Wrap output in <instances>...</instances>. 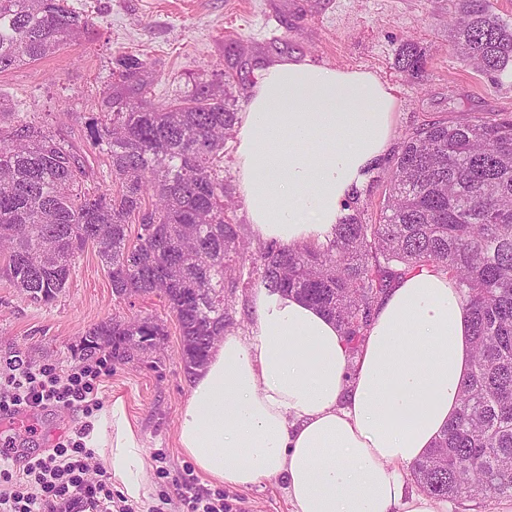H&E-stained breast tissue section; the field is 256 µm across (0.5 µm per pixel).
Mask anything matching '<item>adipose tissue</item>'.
Here are the masks:
<instances>
[{"label":"adipose tissue","mask_w":512,"mask_h":512,"mask_svg":"<svg viewBox=\"0 0 512 512\" xmlns=\"http://www.w3.org/2000/svg\"><path fill=\"white\" fill-rule=\"evenodd\" d=\"M238 117V190L256 241L317 244L392 147L398 102L375 73L295 57L265 63ZM252 334L229 332L191 378L177 429L196 470L247 489L283 480L292 512H448L407 490L456 414L471 363L459 290L423 269L377 307L358 355L336 321L255 289ZM120 493L148 512L147 452L123 398L87 439Z\"/></svg>","instance_id":"1"}]
</instances>
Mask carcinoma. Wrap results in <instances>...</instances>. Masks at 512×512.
<instances>
[{
	"label": "carcinoma",
	"instance_id": "1",
	"mask_svg": "<svg viewBox=\"0 0 512 512\" xmlns=\"http://www.w3.org/2000/svg\"><path fill=\"white\" fill-rule=\"evenodd\" d=\"M68 0H0V73L33 64L90 33ZM459 59L488 77L512 67V21L489 0H448ZM426 56L408 41L395 66L411 76ZM86 153L0 102V276L35 304L68 287L77 256L97 252L118 300L157 296L176 319L182 361L201 368L232 324L228 295L245 263L258 284L290 292L336 320L351 354L403 275L428 269L455 281L464 302L472 363L455 419L412 467L429 496L512 498V112L433 119L405 132L386 172L376 224L359 191L320 245L253 244L227 214L224 137L237 120L224 86L199 82L158 106L135 56L116 60ZM112 188L85 186L94 165ZM164 324L146 318L91 328L84 351L103 344L129 357L155 346Z\"/></svg>",
	"mask_w": 512,
	"mask_h": 512
}]
</instances>
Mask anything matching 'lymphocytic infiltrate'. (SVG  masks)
Instances as JSON below:
<instances>
[{"label": "lymphocytic infiltrate", "instance_id": "obj_1", "mask_svg": "<svg viewBox=\"0 0 512 512\" xmlns=\"http://www.w3.org/2000/svg\"><path fill=\"white\" fill-rule=\"evenodd\" d=\"M102 373L87 364L60 376L55 367H32L21 355L0 367V415L23 408L67 407L92 412ZM92 429L84 423L74 438L58 443L52 452L28 460L15 470L0 459V512H134L115 499L107 473L86 477L84 458L91 454L83 439Z\"/></svg>", "mask_w": 512, "mask_h": 512}]
</instances>
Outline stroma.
<instances>
[{
	"label": "stroma",
	"mask_w": 512,
	"mask_h": 512,
	"mask_svg": "<svg viewBox=\"0 0 512 512\" xmlns=\"http://www.w3.org/2000/svg\"><path fill=\"white\" fill-rule=\"evenodd\" d=\"M94 22L89 37L47 58L0 73V100L22 117L36 118L91 151L88 124L112 79L115 58L143 60L153 78L152 98L164 104L195 83L229 81L243 109L255 72L284 55L317 64L369 70L392 87L399 103L393 136L431 119L512 112V72L498 81L467 68L448 39V0H70ZM418 42L427 54L422 78L396 71L401 44ZM125 320L161 321L167 336L131 358H112L98 390L100 404L122 397L147 449L154 504L150 512H185L183 494L224 497V512H291L285 485L249 489L209 483L177 441L179 413L190 375L172 313L152 296L118 301L93 249L75 261L68 287L38 305L0 277V362L24 354L35 366L60 372L85 361L83 339L94 326ZM82 411L52 407L23 423L0 417V439L22 454L44 453L72 437Z\"/></svg>",
	"instance_id": "obj_1"
}]
</instances>
